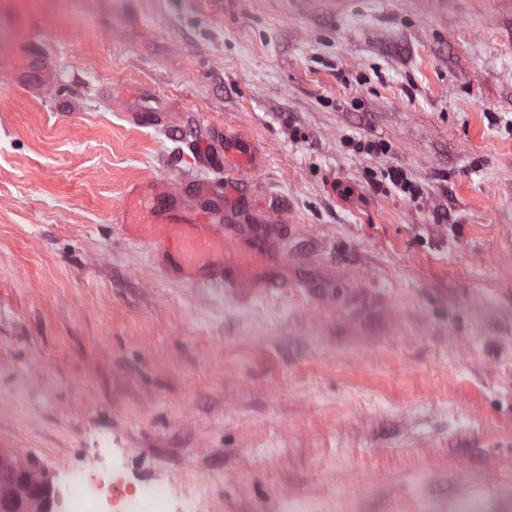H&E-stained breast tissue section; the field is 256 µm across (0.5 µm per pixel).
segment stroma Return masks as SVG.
I'll return each instance as SVG.
<instances>
[{"instance_id": "35a3bbf8", "label": "stroma", "mask_w": 512, "mask_h": 512, "mask_svg": "<svg viewBox=\"0 0 512 512\" xmlns=\"http://www.w3.org/2000/svg\"><path fill=\"white\" fill-rule=\"evenodd\" d=\"M0 28L44 61L42 93L0 77V452L200 512H512V0H0ZM219 178L281 249L247 296L117 221L131 183Z\"/></svg>"}]
</instances>
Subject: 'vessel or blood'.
<instances>
[{
    "instance_id": "vessel-or-blood-1",
    "label": "vessel or blood",
    "mask_w": 512,
    "mask_h": 512,
    "mask_svg": "<svg viewBox=\"0 0 512 512\" xmlns=\"http://www.w3.org/2000/svg\"><path fill=\"white\" fill-rule=\"evenodd\" d=\"M29 56L17 38H0L1 71L16 69ZM125 196L121 223L135 229L137 239L157 241L167 275L190 283H221L241 293L252 288L247 270L264 261L271 240L264 229H239L249 210L246 202L227 200L222 185L206 183L190 205L164 180L133 183Z\"/></svg>"
}]
</instances>
